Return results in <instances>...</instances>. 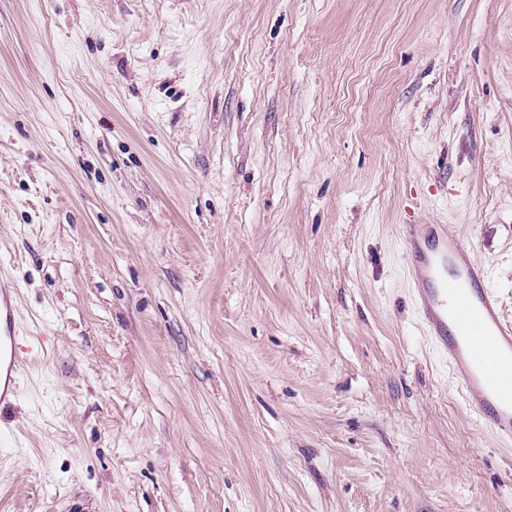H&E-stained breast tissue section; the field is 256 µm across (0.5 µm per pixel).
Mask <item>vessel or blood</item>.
<instances>
[{
  "label": "vessel or blood",
  "mask_w": 512,
  "mask_h": 512,
  "mask_svg": "<svg viewBox=\"0 0 512 512\" xmlns=\"http://www.w3.org/2000/svg\"><path fill=\"white\" fill-rule=\"evenodd\" d=\"M414 300L428 336L459 372L469 408L512 439V322L484 268L445 224L403 227ZM10 296L0 291V406L17 395L23 367Z\"/></svg>",
  "instance_id": "obj_1"
}]
</instances>
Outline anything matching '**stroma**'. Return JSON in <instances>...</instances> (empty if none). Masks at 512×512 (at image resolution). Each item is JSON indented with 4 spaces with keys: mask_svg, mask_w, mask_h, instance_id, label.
<instances>
[{
    "mask_svg": "<svg viewBox=\"0 0 512 512\" xmlns=\"http://www.w3.org/2000/svg\"><path fill=\"white\" fill-rule=\"evenodd\" d=\"M406 224L512 321V0H0V512H512ZM18 327L13 316L10 296L0 291V406L7 405L17 395V380L23 367L16 342Z\"/></svg>",
    "mask_w": 512,
    "mask_h": 512,
    "instance_id": "stroma-1",
    "label": "stroma"
}]
</instances>
